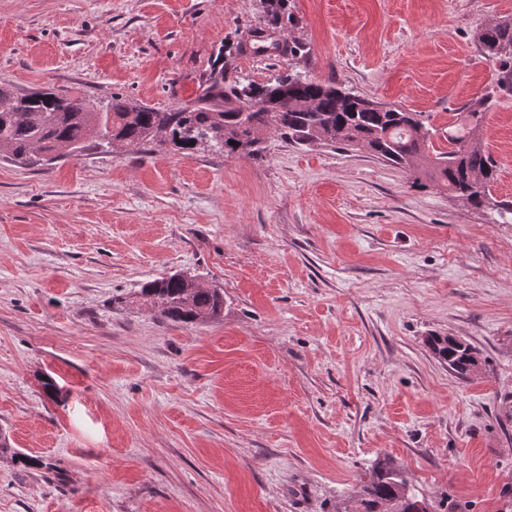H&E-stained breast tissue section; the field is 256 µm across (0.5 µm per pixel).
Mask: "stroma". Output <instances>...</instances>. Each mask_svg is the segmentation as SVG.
I'll return each mask as SVG.
<instances>
[{"instance_id":"1","label":"stroma","mask_w":512,"mask_h":512,"mask_svg":"<svg viewBox=\"0 0 512 512\" xmlns=\"http://www.w3.org/2000/svg\"><path fill=\"white\" fill-rule=\"evenodd\" d=\"M512 0H0V86L161 110L299 74L423 115L486 99L512 202V93L478 31ZM176 272L224 313L133 303ZM475 346L459 379L424 344ZM0 512H339L391 459L455 512H512V214L364 150L0 156ZM26 463H19V456Z\"/></svg>"}]
</instances>
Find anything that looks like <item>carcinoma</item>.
<instances>
[{"label":"carcinoma","instance_id":"carcinoma-1","mask_svg":"<svg viewBox=\"0 0 512 512\" xmlns=\"http://www.w3.org/2000/svg\"><path fill=\"white\" fill-rule=\"evenodd\" d=\"M477 39L484 55L500 63L499 81L512 86V18L484 27ZM484 117L477 107L463 113L448 126V147L437 149L420 112L379 108L372 99L298 75L226 91L220 70L202 84L193 102L162 111L122 95L98 107L50 89L16 94L0 87V152L15 163L37 167L76 156L91 144L105 151L140 146L153 153L207 150L257 160L264 157L268 136L275 134L299 146L364 149L408 172L414 187L442 189L476 209L512 214V204L495 200L497 166L475 141ZM136 298L162 321L195 324L224 314V291L204 288L184 274L148 281ZM428 348L458 377L469 378L474 347L433 335ZM416 502L400 467L380 461L348 512H413Z\"/></svg>","mask_w":512,"mask_h":512}]
</instances>
